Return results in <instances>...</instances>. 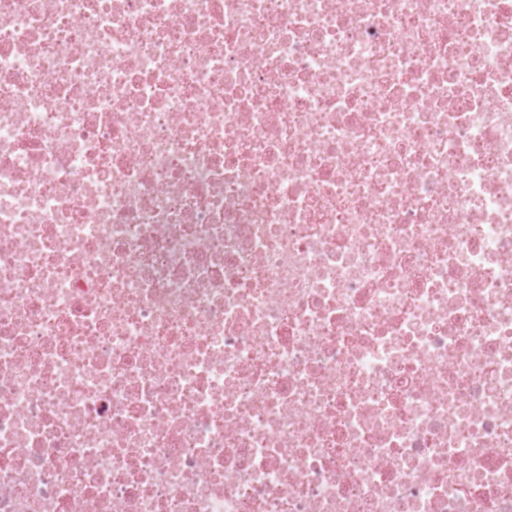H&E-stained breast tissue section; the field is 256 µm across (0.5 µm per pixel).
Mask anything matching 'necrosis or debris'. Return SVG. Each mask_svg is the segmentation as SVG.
I'll return each instance as SVG.
<instances>
[{
  "label": "necrosis or debris",
  "mask_w": 512,
  "mask_h": 512,
  "mask_svg": "<svg viewBox=\"0 0 512 512\" xmlns=\"http://www.w3.org/2000/svg\"><path fill=\"white\" fill-rule=\"evenodd\" d=\"M0 512H512V0H0Z\"/></svg>",
  "instance_id": "4bbe7bcc"
}]
</instances>
